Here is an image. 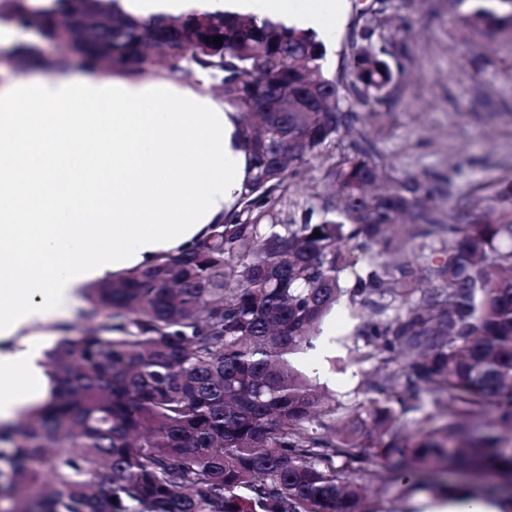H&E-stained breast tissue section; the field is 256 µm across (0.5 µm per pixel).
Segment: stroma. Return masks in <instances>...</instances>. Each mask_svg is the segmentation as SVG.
I'll list each match as a JSON object with an SVG mask.
<instances>
[{"instance_id": "1", "label": "stroma", "mask_w": 512, "mask_h": 512, "mask_svg": "<svg viewBox=\"0 0 512 512\" xmlns=\"http://www.w3.org/2000/svg\"><path fill=\"white\" fill-rule=\"evenodd\" d=\"M388 5L374 40L401 47L390 59L391 99L371 109L351 103L359 120L337 138L334 153L366 141L391 176L428 182L440 223L432 238L438 241L450 213L485 210L490 193L512 181V37L467 31L452 0H389ZM369 318L341 298L316 349L297 359L303 372L318 368L317 386L341 411L368 405L372 398L364 381L378 361L361 334ZM416 405L400 416L406 432H417L426 416L452 429L461 423L428 392H420ZM381 498L386 512H433L443 503L425 489L401 483L391 484Z\"/></svg>"}]
</instances>
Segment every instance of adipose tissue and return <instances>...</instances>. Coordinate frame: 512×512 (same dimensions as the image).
Instances as JSON below:
<instances>
[{"label":"adipose tissue","instance_id":"adipose-tissue-1","mask_svg":"<svg viewBox=\"0 0 512 512\" xmlns=\"http://www.w3.org/2000/svg\"><path fill=\"white\" fill-rule=\"evenodd\" d=\"M137 16L255 14L335 34L347 0H123ZM247 176L232 113L189 86L93 73L0 90V423L46 399L44 338L92 283L223 222Z\"/></svg>","mask_w":512,"mask_h":512}]
</instances>
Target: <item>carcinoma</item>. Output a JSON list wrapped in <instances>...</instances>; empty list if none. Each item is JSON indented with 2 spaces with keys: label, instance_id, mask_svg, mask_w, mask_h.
I'll list each match as a JSON object with an SVG mask.
<instances>
[{
  "label": "carcinoma",
  "instance_id": "carcinoma-1",
  "mask_svg": "<svg viewBox=\"0 0 512 512\" xmlns=\"http://www.w3.org/2000/svg\"><path fill=\"white\" fill-rule=\"evenodd\" d=\"M497 2L457 19L506 33L512 0ZM385 10V0L360 9L341 81L315 33L253 14L245 27L224 12L143 19L121 0H0V22L55 36L63 65L114 60L103 76H145L157 54L171 74L207 72L249 167L208 236L86 289V329L65 327L45 352L51 397L0 432L12 443L0 454V512H382L370 491L414 487L423 466L512 478L511 441L464 438L426 417L408 435L394 409L424 389L462 419L492 410L512 431V184L486 211L448 217L441 261L423 266L436 286L424 290L383 256L395 238L429 234L432 190L404 179L372 191L383 170L360 146L324 169L339 201L310 205L299 222L282 216L300 166L352 128L345 102L389 96V52L373 43ZM201 16L210 24L198 34ZM354 258L366 272L348 289ZM348 292L374 316L389 297L401 312L365 324L379 367L364 385L380 398L338 418L293 360Z\"/></svg>",
  "mask_w": 512,
  "mask_h": 512
}]
</instances>
